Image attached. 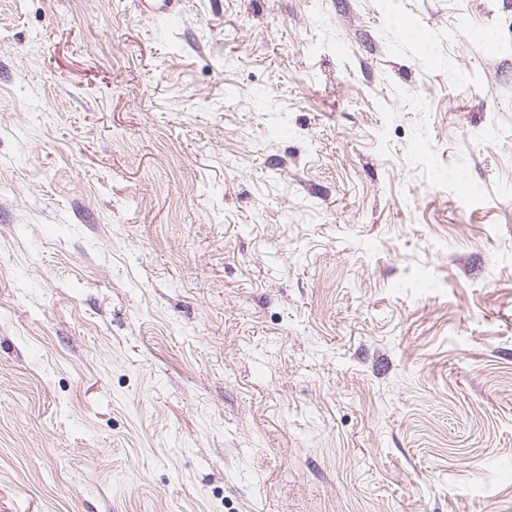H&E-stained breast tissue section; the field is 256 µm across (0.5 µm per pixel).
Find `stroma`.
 Returning <instances> with one entry per match:
<instances>
[{"label":"stroma","mask_w":512,"mask_h":512,"mask_svg":"<svg viewBox=\"0 0 512 512\" xmlns=\"http://www.w3.org/2000/svg\"><path fill=\"white\" fill-rule=\"evenodd\" d=\"M0 0V512H512V0Z\"/></svg>","instance_id":"stroma-1"}]
</instances>
